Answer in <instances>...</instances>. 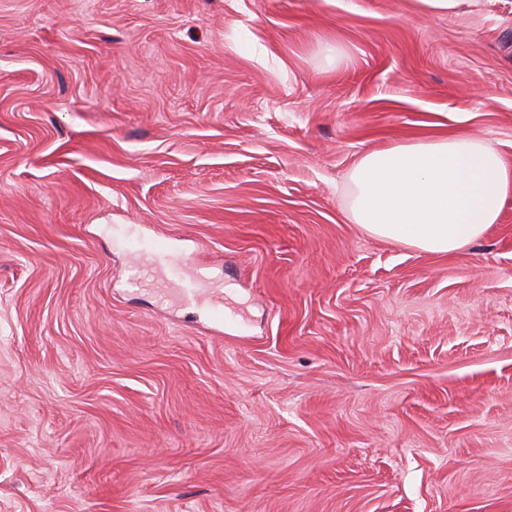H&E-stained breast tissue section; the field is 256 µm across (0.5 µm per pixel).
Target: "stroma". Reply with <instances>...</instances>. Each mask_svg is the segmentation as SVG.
<instances>
[{
    "instance_id": "stroma-1",
    "label": "stroma",
    "mask_w": 512,
    "mask_h": 512,
    "mask_svg": "<svg viewBox=\"0 0 512 512\" xmlns=\"http://www.w3.org/2000/svg\"><path fill=\"white\" fill-rule=\"evenodd\" d=\"M452 134L512 168V0H0V512H512V196L347 211ZM479 0H409L411 9L421 16H454L463 7H476ZM349 183L354 224L393 243L450 254L499 222L512 170L487 140L453 135L367 152Z\"/></svg>"
}]
</instances>
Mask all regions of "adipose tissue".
Listing matches in <instances>:
<instances>
[{
  "instance_id": "1",
  "label": "adipose tissue",
  "mask_w": 512,
  "mask_h": 512,
  "mask_svg": "<svg viewBox=\"0 0 512 512\" xmlns=\"http://www.w3.org/2000/svg\"><path fill=\"white\" fill-rule=\"evenodd\" d=\"M349 183V216L367 233L450 254L498 223L512 195V168L487 140L453 135L367 152Z\"/></svg>"
}]
</instances>
